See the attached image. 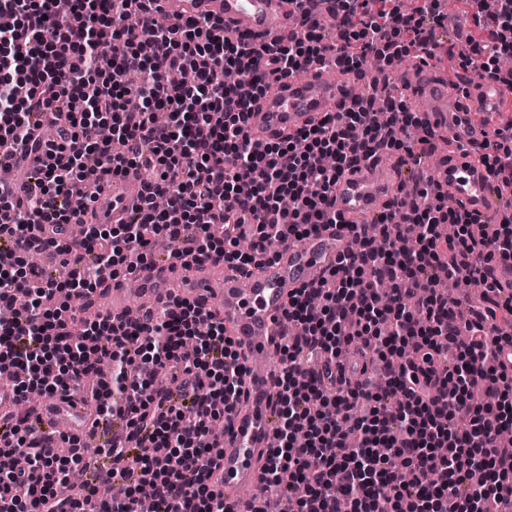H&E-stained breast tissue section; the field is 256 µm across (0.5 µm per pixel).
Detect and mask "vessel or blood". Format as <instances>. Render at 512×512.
Masks as SVG:
<instances>
[{
  "instance_id": "b4317fda",
  "label": "vessel or blood",
  "mask_w": 512,
  "mask_h": 512,
  "mask_svg": "<svg viewBox=\"0 0 512 512\" xmlns=\"http://www.w3.org/2000/svg\"><path fill=\"white\" fill-rule=\"evenodd\" d=\"M220 16L231 39L250 38L263 44L299 29L302 17L288 0H161L153 19ZM361 85L352 79L336 83L318 70H310L273 84L251 117L250 134L265 144L281 134L311 127L327 113L351 106ZM423 93L431 107L426 118L433 129L453 139L456 150L442 157L434 178L458 207L480 214L485 223L497 221L512 191L478 163L474 144L489 139L500 122L499 104L505 87L484 83L459 93L448 81L427 82ZM403 171L375 160L358 164L336 184L333 206L347 222L366 224L384 212L397 194ZM141 194V181L133 174L112 177L94 208L100 223L124 221ZM350 246L345 225H331L294 244L280 248L277 259L259 272L216 277L214 265L205 262L184 268L179 261L160 258L142 264L137 284L147 310L163 309L173 295L204 305L220 303L224 325L239 352L247 359L245 396L231 413L230 428L220 440L223 451L215 471L228 505L241 504L242 489L258 477L265 453L273 441L275 383L282 371L270 354L279 334L284 309L297 289L334 267ZM103 293L111 300V313H126L129 297L121 279L105 280ZM46 425L63 427L68 435L87 438L91 429L89 405L67 395L46 399L40 411Z\"/></svg>"
}]
</instances>
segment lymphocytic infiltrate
Instances as JSON below:
<instances>
[{
	"label": "lymphocytic infiltrate",
	"mask_w": 512,
	"mask_h": 512,
	"mask_svg": "<svg viewBox=\"0 0 512 512\" xmlns=\"http://www.w3.org/2000/svg\"><path fill=\"white\" fill-rule=\"evenodd\" d=\"M157 2L0 0V14L14 18L0 28V138L13 143L0 170L40 154L32 179L0 180V237L26 255L29 232L47 226L45 246L62 266L45 281L25 262L0 267V302L29 296L0 324V369L12 371L17 396L35 388L49 397L79 387L90 357L111 362L109 378L87 390L93 423L134 429L139 439L134 451L99 448L114 464L99 512H226L209 430L240 401L247 368L223 319L176 297L145 326L83 317V301L105 276L134 272L158 235L173 255L242 270L342 223L330 196L348 170L379 155L406 164L434 148L433 137L413 139L425 121L405 93L370 83L362 94L390 103L397 130L352 107L262 147L246 132L253 103L273 81L315 64L357 72L375 59L388 74L409 57L434 59L431 33L447 28L448 15L442 0H411L408 9L401 0H333L335 31L315 23L256 46L231 41L217 18L126 24ZM465 2L477 32L456 53L459 68L512 89V72L500 66L512 55V0ZM179 70L191 71L190 85L170 81ZM227 71L241 83H225ZM495 136L479 160L512 186V120ZM89 162L102 180L154 173L113 229L96 224L90 207L58 206L59 196L82 195ZM447 198L433 179H418L380 216L383 249L367 225H349L350 250L291 295L284 318L296 333L278 346L277 426L262 466L283 512H512V446L500 439L512 426V285L493 275L512 263V202L484 227ZM73 224L86 227L81 242L66 235ZM247 236L251 249L238 250ZM453 276L481 283L474 317L437 290ZM351 342L360 378L326 381L316 363L336 360ZM410 344L435 383L420 382L414 362H403ZM162 372L190 384L189 402L154 388ZM475 385L495 396L494 407L473 404ZM4 419L0 454L16 462L0 467V512H83V489L53 492L82 463L81 440L65 437L64 455L35 417Z\"/></svg>",
	"instance_id": "lymphocytic-infiltrate-1"
}]
</instances>
